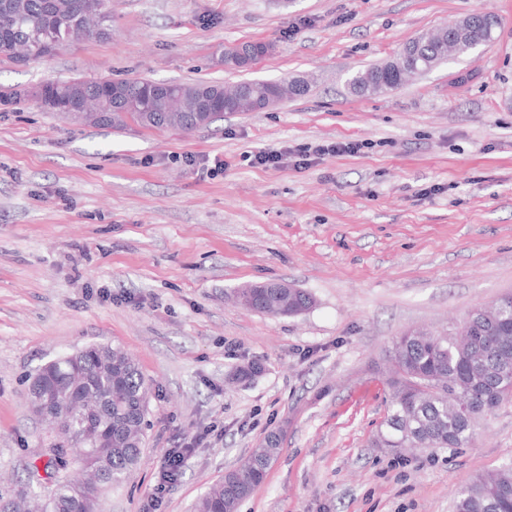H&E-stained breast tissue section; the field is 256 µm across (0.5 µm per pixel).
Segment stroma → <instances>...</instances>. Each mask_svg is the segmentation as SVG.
Here are the masks:
<instances>
[{
  "mask_svg": "<svg viewBox=\"0 0 512 512\" xmlns=\"http://www.w3.org/2000/svg\"><path fill=\"white\" fill-rule=\"evenodd\" d=\"M112 35L19 67L0 57V470L23 481L48 441L29 379L95 343L148 384L138 465L103 512H143L162 457L203 434L159 512H190L272 431L281 450L239 512H452L455 491L512 464V405L467 448L396 453L378 437L392 347L512 294V0H108ZM495 40L402 87L353 95L356 72L467 15ZM263 41L249 70L225 48ZM302 79L260 112L190 133L77 127L15 89L49 80ZM359 141L309 166L259 151ZM223 159L210 176L188 167ZM286 282L295 316L236 303ZM261 371L235 381L239 367Z\"/></svg>",
  "mask_w": 512,
  "mask_h": 512,
  "instance_id": "stroma-1",
  "label": "stroma"
}]
</instances>
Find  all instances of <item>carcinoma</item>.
Listing matches in <instances>:
<instances>
[{"label": "carcinoma", "instance_id": "carcinoma-1", "mask_svg": "<svg viewBox=\"0 0 512 512\" xmlns=\"http://www.w3.org/2000/svg\"><path fill=\"white\" fill-rule=\"evenodd\" d=\"M497 18L472 14L461 19L453 40L440 31L426 33L413 43L412 52L369 67L349 81L353 92L374 83L376 92L394 90L418 72L466 56L494 40ZM112 24L102 9L89 19L85 0H0V56L19 66L32 59L51 57L63 46L84 38H109ZM184 97L170 107L155 95L157 83L139 79L45 82L14 92L48 112L64 114L74 101L92 99L101 116L89 127L122 130L133 123L147 129H198L196 100L224 88L219 83H181ZM278 83L243 81L244 89L259 100L276 93ZM238 301L249 309L272 316L298 314L310 307L311 296L298 288L267 289L245 286ZM502 316L480 308L468 315L447 336L408 330L394 343L396 377L380 443L386 448H460L469 445L479 412L461 415L463 405L497 389L499 405L512 404V349L497 351V343L512 345V296L501 299ZM148 392L138 364L119 346L93 344L49 362L32 378L29 402L34 411L62 420L61 440L47 448L45 471L57 478L49 494H37L33 482L38 466L30 467L27 482L0 489V512H98L100 485L124 480L138 464L144 435L141 402ZM279 449L257 446L226 477L209 487L191 512H238L241 502L262 482ZM455 512H512V466L477 476L457 492Z\"/></svg>", "mask_w": 512, "mask_h": 512}]
</instances>
